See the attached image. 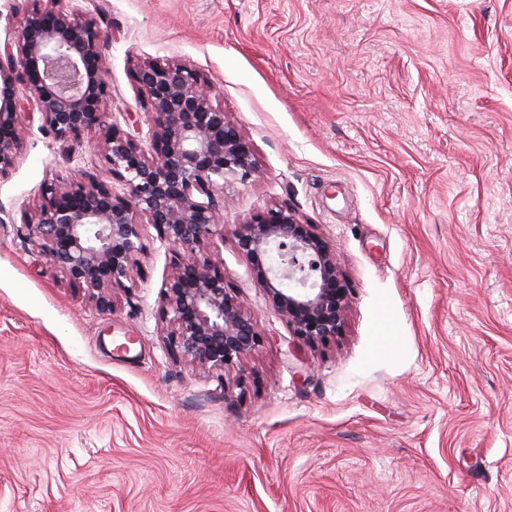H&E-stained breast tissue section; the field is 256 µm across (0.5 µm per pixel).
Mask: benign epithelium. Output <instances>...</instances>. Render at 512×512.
<instances>
[{"mask_svg":"<svg viewBox=\"0 0 512 512\" xmlns=\"http://www.w3.org/2000/svg\"><path fill=\"white\" fill-rule=\"evenodd\" d=\"M63 0H11L0 20L12 37L0 44V179L23 147L19 114L35 103L69 158L95 131L91 152L112 181L95 178L48 187L32 214H21L30 241L51 267L103 311L134 285L146 248L140 216L172 246L160 306L172 354L217 374L224 399L244 380L226 372L251 357L265 333L208 254L221 224L224 184L259 174L250 143L213 102L214 86L185 63L137 65L145 136L125 131L106 111L110 93L106 34L97 20ZM148 146H143L142 141ZM256 282L293 335L314 347L339 336L349 300L336 249L289 207L259 212L232 231Z\"/></svg>","mask_w":512,"mask_h":512,"instance_id":"1","label":"benign epithelium"}]
</instances>
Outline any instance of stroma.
Returning <instances> with one entry per match:
<instances>
[{"label": "stroma", "mask_w": 512, "mask_h": 512, "mask_svg": "<svg viewBox=\"0 0 512 512\" xmlns=\"http://www.w3.org/2000/svg\"><path fill=\"white\" fill-rule=\"evenodd\" d=\"M136 63H191L252 144L208 251L267 336L225 399L166 344L171 249L94 301L28 240L63 159L36 105L0 180V512H512V0H76ZM274 205L336 248L341 336H293L231 235Z\"/></svg>", "instance_id": "1"}]
</instances>
